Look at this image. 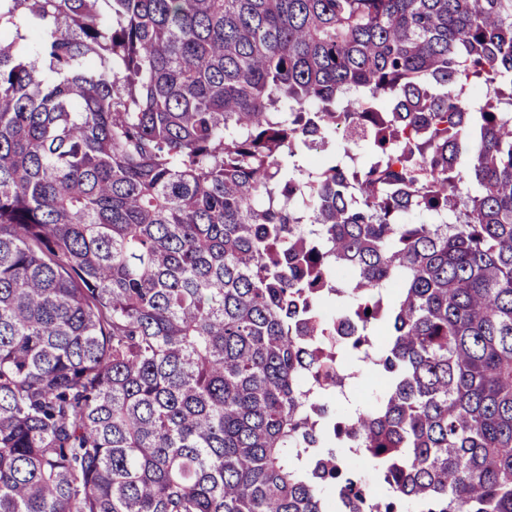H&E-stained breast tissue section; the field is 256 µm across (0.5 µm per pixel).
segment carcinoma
<instances>
[{
    "label": "carcinoma",
    "instance_id": "carcinoma-1",
    "mask_svg": "<svg viewBox=\"0 0 512 512\" xmlns=\"http://www.w3.org/2000/svg\"><path fill=\"white\" fill-rule=\"evenodd\" d=\"M329 509L512 512V0H0V512ZM385 388L386 384L382 378L369 368H364L352 386V399L365 409L373 407L379 402Z\"/></svg>",
    "mask_w": 512,
    "mask_h": 512
}]
</instances>
